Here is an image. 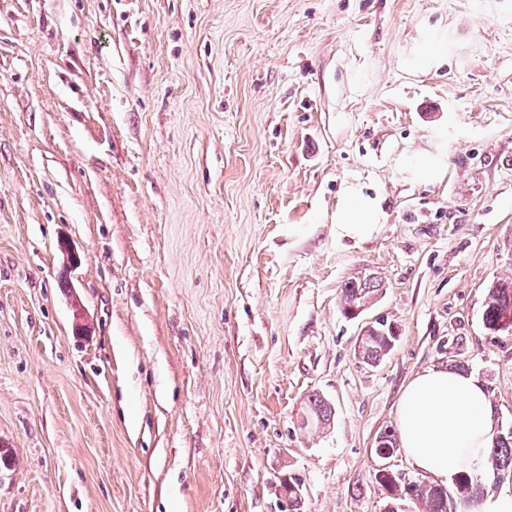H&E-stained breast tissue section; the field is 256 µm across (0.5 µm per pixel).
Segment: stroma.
I'll return each instance as SVG.
<instances>
[{
    "label": "stroma",
    "mask_w": 512,
    "mask_h": 512,
    "mask_svg": "<svg viewBox=\"0 0 512 512\" xmlns=\"http://www.w3.org/2000/svg\"><path fill=\"white\" fill-rule=\"evenodd\" d=\"M352 183L385 215L358 244ZM508 275L512 0H0V512H288L291 474L302 512H388L417 373L512 426ZM345 197V205L336 212L337 235L354 241L370 239L382 225L379 201L366 195L358 185L348 186ZM382 288V281L372 273L358 271L346 278L339 286L340 303L344 315L348 316V311L352 307L370 304ZM363 310L364 307H359L351 315L358 317ZM512 314V278H500L493 282L488 288L485 309L483 312V323L489 331L500 332L498 326L511 324L510 315L506 321H502L505 314ZM502 321V322H501ZM501 323V324H500ZM377 322H382L380 319L370 322L363 330L360 341L365 339L370 333L377 332L380 325ZM389 339L391 335H388ZM386 336H368L361 345V360L364 364L373 365L380 362L389 353L390 343ZM306 418L303 420L304 428L320 429L331 424L334 417L332 407L319 394L313 393L307 396Z\"/></svg>",
    "instance_id": "stroma-1"
}]
</instances>
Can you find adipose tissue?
Instances as JSON below:
<instances>
[{"label": "adipose tissue", "mask_w": 512, "mask_h": 512, "mask_svg": "<svg viewBox=\"0 0 512 512\" xmlns=\"http://www.w3.org/2000/svg\"><path fill=\"white\" fill-rule=\"evenodd\" d=\"M336 213L339 237L364 241L381 226L377 199L356 185ZM496 409L484 383L461 370L429 368L402 389L397 405L400 443L413 466L445 476L479 468L496 435Z\"/></svg>", "instance_id": "adipose-tissue-1"}]
</instances>
